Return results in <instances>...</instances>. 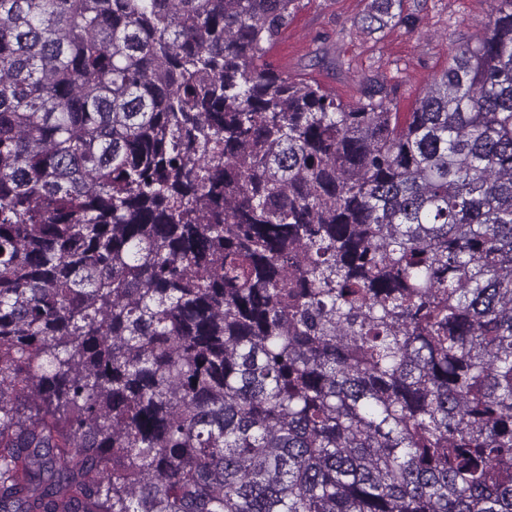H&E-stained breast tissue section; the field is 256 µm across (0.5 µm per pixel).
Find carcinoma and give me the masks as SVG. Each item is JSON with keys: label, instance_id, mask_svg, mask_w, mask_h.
I'll use <instances>...</instances> for the list:
<instances>
[{"label": "carcinoma", "instance_id": "1", "mask_svg": "<svg viewBox=\"0 0 512 512\" xmlns=\"http://www.w3.org/2000/svg\"><path fill=\"white\" fill-rule=\"evenodd\" d=\"M297 4L0 0V512H512V0L405 114Z\"/></svg>", "mask_w": 512, "mask_h": 512}]
</instances>
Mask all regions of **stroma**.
Segmentation results:
<instances>
[{
    "mask_svg": "<svg viewBox=\"0 0 512 512\" xmlns=\"http://www.w3.org/2000/svg\"><path fill=\"white\" fill-rule=\"evenodd\" d=\"M374 0H300L265 61L296 81L318 82L346 103L366 85L387 88L398 111H412L426 85L448 64L452 44L476 37L488 0H403L412 18L374 35L361 20Z\"/></svg>",
    "mask_w": 512,
    "mask_h": 512,
    "instance_id": "35a3bbf8",
    "label": "stroma"
}]
</instances>
